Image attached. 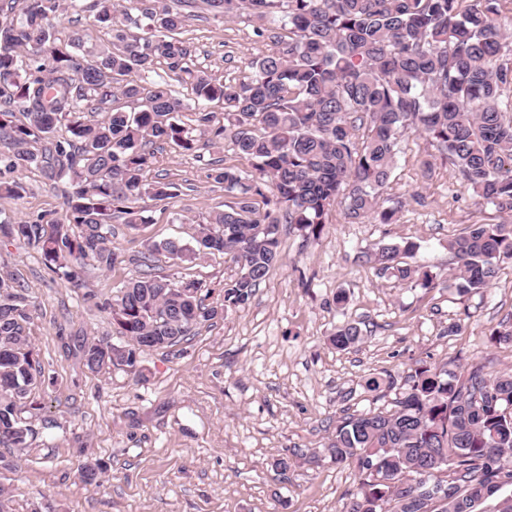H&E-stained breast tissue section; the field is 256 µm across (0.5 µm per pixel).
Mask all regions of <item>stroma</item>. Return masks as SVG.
I'll return each mask as SVG.
<instances>
[{
    "mask_svg": "<svg viewBox=\"0 0 512 512\" xmlns=\"http://www.w3.org/2000/svg\"><path fill=\"white\" fill-rule=\"evenodd\" d=\"M54 25L63 40L77 30L87 46L112 42L90 11L61 13ZM181 38L196 68L228 85L246 80L248 60L271 47L246 17L216 19L200 8ZM218 159L251 169L229 143L198 154L158 151L148 177L177 184V196L139 200L142 224L113 218L119 261L109 272L88 269L83 288L46 268L36 248H0V273L16 274L34 303L32 341L53 379L46 417L34 423L36 449L17 469L6 466L16 449L0 450V484L14 491L11 512H344L357 475L327 456L338 418L393 408L420 367L460 372L480 362L491 372L512 369V347L490 338L492 327L512 320V263L477 292L459 293L448 280L449 241L505 215L458 181L446 156L412 127L401 133L392 176L379 193L382 207L398 210L393 223L352 221L338 204L320 239L281 226L282 260L246 306L201 325L187 342L144 352L142 373L82 368L84 338L122 342L107 314L84 301V290L111 297L144 254L156 275L203 282L213 290L209 305L220 304L219 289L238 273L230 257L214 252L180 261L152 250L166 240L195 246L199 223L231 203L209 177ZM18 179L24 192L0 196V217H61L69 179L52 181L37 170ZM406 241L419 243L417 259L436 273L434 287L378 275L364 260ZM347 323L363 338L336 349L329 338ZM90 459L107 467L96 487L78 478Z\"/></svg>",
    "mask_w": 512,
    "mask_h": 512,
    "instance_id": "stroma-1",
    "label": "stroma"
}]
</instances>
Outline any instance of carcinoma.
Segmentation results:
<instances>
[{"mask_svg": "<svg viewBox=\"0 0 512 512\" xmlns=\"http://www.w3.org/2000/svg\"><path fill=\"white\" fill-rule=\"evenodd\" d=\"M17 2L19 20L0 24V103L9 106L0 110V195H20L13 174L33 168L69 177L73 191L56 230L47 232L40 219H3L0 238L38 247L48 269L79 286L87 267L107 271L118 263L112 215L141 223L132 202L176 195L175 183L147 179L156 144L194 152L229 140L252 166L250 174L213 169L210 178L234 201L200 225L197 239L199 250L230 256L237 277L219 290L175 283L150 273L148 255L145 270L113 298L84 294L126 338L122 346L83 342L81 361L91 373L133 371L144 349L175 346L194 327L247 304L281 260L282 224L316 239L340 202L352 220L376 213L392 223L396 209L378 210L379 191L409 126L481 199L512 209V98L503 97L512 88V32L498 0H202L215 17L246 16L271 43L248 61L251 76L237 85L189 62L179 35L196 0H140L137 16L121 0H94L97 22L112 31V47L100 50L78 31L59 45L49 23L60 12L85 10L83 0ZM161 61L187 96L149 79ZM211 105L226 123H215ZM14 108L25 121L12 120ZM185 112L199 136L182 121ZM66 224L76 232L64 231ZM419 248L383 245L366 261L381 275L428 288L433 275L415 261ZM448 249L458 292L478 291L512 261V224H474ZM154 250L180 260L196 255L175 241ZM216 291L222 304H205ZM32 308L24 285L0 274V445L22 452L36 439L31 419L42 410ZM360 340L353 324L331 338L339 349ZM327 453L357 470L346 512H474L512 486V371L419 368L395 409L336 421ZM104 474L97 461L79 469L86 485Z\"/></svg>", "mask_w": 512, "mask_h": 512, "instance_id": "cac0c4a2", "label": "carcinoma"}]
</instances>
